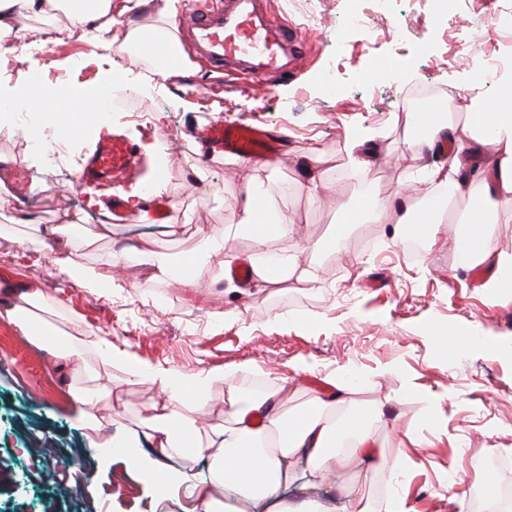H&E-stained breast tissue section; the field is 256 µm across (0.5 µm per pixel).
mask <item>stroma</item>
I'll use <instances>...</instances> for the list:
<instances>
[{"mask_svg": "<svg viewBox=\"0 0 512 512\" xmlns=\"http://www.w3.org/2000/svg\"><path fill=\"white\" fill-rule=\"evenodd\" d=\"M268 8L287 20L303 52L290 80L255 85L231 71L208 72L193 57L190 76L148 85L150 63L117 72V54L76 39L53 44L42 60L44 72L69 78L76 93L110 99L135 88L155 125L140 127L111 110L102 115L106 128L139 149L122 186L77 182L92 148L83 137L66 139L67 161L50 171L42 154L30 153L25 164L34 176L22 191L0 181L10 201L0 208V283L38 285L45 314L66 331L96 334L129 354L105 369L92 355L58 369L9 319L12 299L0 292V512H181L123 463L128 453L150 449L139 412L157 393L139 375L145 366L189 377L226 371L236 383L288 377L281 407L290 416L325 394L332 377H350L360 405L387 409L373 431L405 476L409 512H458L454 495H465L489 453L512 459V288L498 301L485 297L478 286L484 270L458 264L454 224L442 225L448 242L417 258L395 236L389 211L356 225L343 253L317 248L340 220L337 204L352 199L355 179L384 198L416 183L418 211L466 209L463 201H439L422 180L407 115L421 87L438 90L456 112L475 71L470 52L493 58L512 50V0H268ZM355 10L370 15L371 29L337 35ZM219 116L268 126L278 152L262 168L229 152L202 155L190 135ZM360 130L379 132L380 158L357 169L349 156ZM306 165L327 180L314 199L297 189ZM134 188L157 203L149 220L107 224L80 252L86 267L119 262L118 288L77 287L56 273L57 242L29 245L64 214L73 225L106 224L111 202ZM252 189L298 217V233L266 245L241 234L228 249L244 260L265 251L298 254L315 272L313 287L288 281L264 292L231 289L214 260L196 266L192 288L157 277L154 255L194 254L200 230L240 221ZM448 334L460 345L440 349L436 336ZM95 372L116 399L101 406L93 431L69 414L67 396ZM107 439L113 459L106 464L94 447ZM296 470L281 491L290 512L308 499L342 505L343 487L375 512L390 493L382 470L355 475L340 467L326 482L312 478L305 463Z\"/></svg>", "mask_w": 512, "mask_h": 512, "instance_id": "1", "label": "stroma"}]
</instances>
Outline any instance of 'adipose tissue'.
<instances>
[{"label":"adipose tissue","instance_id":"ef3b65f1","mask_svg":"<svg viewBox=\"0 0 512 512\" xmlns=\"http://www.w3.org/2000/svg\"><path fill=\"white\" fill-rule=\"evenodd\" d=\"M486 77L475 73L469 86L476 107L469 120L456 122L447 114H436L434 121L419 127L417 113H409V143L419 157H436V165L425 163L422 170L434 188L451 199L467 200L457 224L455 250L467 267L484 266L490 271L481 288L487 298H499L506 282L512 280V254L499 251L493 243L491 219L502 211H512V95L501 88L486 90ZM411 195L410 186H401L392 201L373 196L359 200L343 210L341 224L334 227L326 241L327 249L342 250L352 225L364 224L377 217L388 205L401 212L400 221L417 225L421 238L435 246L442 237L439 222L417 215L405 205ZM243 217L239 223L225 225L223 230L201 232L200 257H222L224 267H231L234 255L225 253L224 243L230 235L244 232L260 244L269 238L293 236L297 224L282 213L272 212L257 195L247 193L242 202ZM273 222V235L258 230L259 224ZM68 238L54 259L58 276L81 278L83 287L109 288L114 283L111 271L81 266L78 261L80 237ZM301 285L313 283L312 269L300 266L293 257L270 265L260 260L251 263V284L256 288H272L284 281ZM39 291L33 287L14 289L9 313L31 341L46 344L61 366L82 361L95 352L100 364L108 365L121 357L112 346L95 348L89 337L67 335L61 328H49L39 312ZM144 378L163 392L168 402L188 400L194 403V415L169 410L167 404L149 402L143 406V425L152 439L150 456H129L125 462L139 474L158 473L156 459L204 456L210 458L208 480L191 484V493L183 512H224L212 488L231 484L246 490L250 496L276 497L282 484L294 477V460L305 455L309 472L316 477L335 471L337 465L355 463L368 470H385L389 464L371 432L385 415L383 406H357L354 387L337 386L335 396L319 397L314 409L292 416L281 410L282 385L269 384L267 392L257 400L244 399L238 385L229 384L226 400L229 410L223 425L200 429L198 415L204 414L203 393L210 376L188 378L170 369L156 368ZM112 390L105 383L91 388H75L69 393V405L76 418L86 427L95 428L98 407L111 400Z\"/></svg>","mask_w":512,"mask_h":512}]
</instances>
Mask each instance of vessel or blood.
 Here are the masks:
<instances>
[{
    "label": "vessel or blood",
    "mask_w": 512,
    "mask_h": 512,
    "mask_svg": "<svg viewBox=\"0 0 512 512\" xmlns=\"http://www.w3.org/2000/svg\"><path fill=\"white\" fill-rule=\"evenodd\" d=\"M177 21L184 28L193 53L214 69L228 66L264 81L288 78L297 67L299 51L293 37L284 24L273 19L262 0H214L207 9L182 11ZM140 49L157 68H166L174 61L171 50L155 37H145ZM21 97L27 110L41 122L58 124V115L46 110L38 89H23ZM87 137L95 141L96 150L81 167L82 180L93 184L124 183L136 145L96 129L88 130ZM194 137L203 151L220 147L245 159L267 154L277 145L276 137L267 130L220 119L196 131Z\"/></svg>",
    "instance_id": "b4317fda"
}]
</instances>
